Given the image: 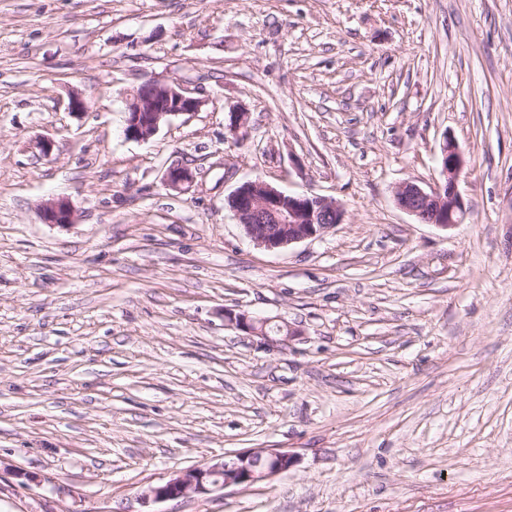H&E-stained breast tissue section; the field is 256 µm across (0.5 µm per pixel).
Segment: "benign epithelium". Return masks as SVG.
Returning a JSON list of instances; mask_svg holds the SVG:
<instances>
[{
    "mask_svg": "<svg viewBox=\"0 0 512 512\" xmlns=\"http://www.w3.org/2000/svg\"><path fill=\"white\" fill-rule=\"evenodd\" d=\"M204 105L205 100L193 96L177 80H147L126 94L124 135L130 140L147 141L158 132L163 121L193 114ZM465 166L458 144L444 138L439 168L442 182L429 190L411 181L399 184L394 190L397 205L422 223L443 230L454 228L467 215L466 202L458 191ZM193 181V172L178 165L169 168L164 178L165 186L176 191ZM232 195L237 202L232 209L234 216L246 235L266 249L321 238L345 218L344 207L334 199L288 193L260 178L241 183ZM38 213L45 224L64 226L75 219L73 207L66 199L48 200L40 205ZM268 323L267 319L224 310V324L265 340L270 339L266 331ZM295 463V456L280 448H254L187 469L162 485L145 489L140 499L149 504L190 494H207L219 487L250 486L288 471ZM221 474L224 481L215 480Z\"/></svg>",
    "mask_w": 512,
    "mask_h": 512,
    "instance_id": "7a95c632",
    "label": "benign epithelium"
}]
</instances>
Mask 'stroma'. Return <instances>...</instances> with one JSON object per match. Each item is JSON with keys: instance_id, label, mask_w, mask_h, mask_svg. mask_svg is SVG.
Segmentation results:
<instances>
[{"instance_id": "stroma-1", "label": "stroma", "mask_w": 512, "mask_h": 512, "mask_svg": "<svg viewBox=\"0 0 512 512\" xmlns=\"http://www.w3.org/2000/svg\"><path fill=\"white\" fill-rule=\"evenodd\" d=\"M149 78L206 104L125 139ZM447 137L448 231L393 197ZM258 176L343 223L256 246L225 199ZM253 448L297 462L153 512H512V0H0V512H142ZM40 220L44 224H73L75 213L66 199H51L42 203L38 209ZM269 322L267 319L252 318L244 313H235L229 309L224 312L225 325L234 326L236 329L248 334L258 335L264 340H272L266 331V326ZM296 458L280 448H254L225 455L224 459L182 471L168 482L140 494L143 504L162 502L190 494H207L215 488L254 485L288 471ZM219 482L214 477L222 475Z\"/></svg>"}]
</instances>
